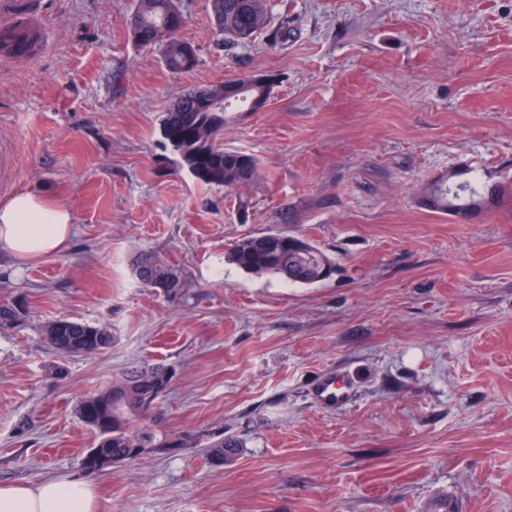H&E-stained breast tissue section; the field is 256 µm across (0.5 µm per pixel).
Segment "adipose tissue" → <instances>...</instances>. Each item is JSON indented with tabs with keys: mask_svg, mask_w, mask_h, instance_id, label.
<instances>
[{
	"mask_svg": "<svg viewBox=\"0 0 512 512\" xmlns=\"http://www.w3.org/2000/svg\"><path fill=\"white\" fill-rule=\"evenodd\" d=\"M70 210L35 192L0 204V254L17 261L59 251L73 234ZM0 512H98L91 484L46 479L34 485L0 486Z\"/></svg>",
	"mask_w": 512,
	"mask_h": 512,
	"instance_id": "ef3b65f1",
	"label": "adipose tissue"
}]
</instances>
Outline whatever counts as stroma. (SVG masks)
<instances>
[{
	"label": "stroma",
	"mask_w": 512,
	"mask_h": 512,
	"mask_svg": "<svg viewBox=\"0 0 512 512\" xmlns=\"http://www.w3.org/2000/svg\"><path fill=\"white\" fill-rule=\"evenodd\" d=\"M31 56H0V201L67 206L61 251L0 258V485L89 479L98 512H512V200L465 215L432 181L512 188V0H270L265 33L218 35L212 0H179L197 66L136 46L133 0H38ZM287 38H275L282 17ZM273 75L267 105L225 113V149L261 175L235 190L175 170L162 118L184 91ZM263 232L335 265L310 285L225 252ZM161 255L175 295L138 281ZM110 327L100 354L45 323ZM131 363L173 371L159 422L241 442L87 474L80 397ZM321 373L351 404L315 405ZM46 342L65 354L100 353L112 347L114 336L109 327L70 319H57L43 329ZM204 448H207V452L214 462L223 465L224 460H228L237 453L240 444L233 437H222L221 439L209 442Z\"/></svg>",
	"instance_id": "35a3bbf8"
}]
</instances>
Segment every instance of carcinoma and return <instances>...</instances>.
<instances>
[{
    "instance_id": "cac0c4a2",
    "label": "carcinoma",
    "mask_w": 512,
    "mask_h": 512,
    "mask_svg": "<svg viewBox=\"0 0 512 512\" xmlns=\"http://www.w3.org/2000/svg\"><path fill=\"white\" fill-rule=\"evenodd\" d=\"M216 27L224 39L247 43L269 25L268 0H213ZM175 0H134L128 29L135 44L160 53L163 65L173 74L194 68L198 62L196 47L182 35V28L165 29L173 15ZM238 91L227 94L226 84L202 86L182 94L163 117V137L176 153L178 168L200 181L226 189L245 186L258 177V162L248 154L224 149V113L213 112L209 103L227 102V107L242 106L255 98H268L271 85L257 83L252 76L233 78ZM428 196L440 212L460 213L481 202L498 203L492 189L480 192L478 182L467 181L454 187L441 181L433 184ZM225 261L244 272L278 276L293 283L311 284L324 280L323 269H333L329 258L315 246L303 252L293 244L273 239L267 233L238 241ZM136 275L148 288H161L176 294L184 284L175 271L159 257L144 253L136 260ZM24 306L15 301L0 303V327L22 322ZM46 342L65 354L100 353L112 347L114 336L109 327L70 319H57L43 329ZM171 376L164 364L130 365L112 379V385L80 399L77 413L94 433L95 456L83 458L87 472L97 473L96 459L134 462V448H197L202 436L192 431L173 433L152 419L169 388ZM210 458L222 465L233 457L239 442L221 438L206 445Z\"/></svg>"
}]
</instances>
